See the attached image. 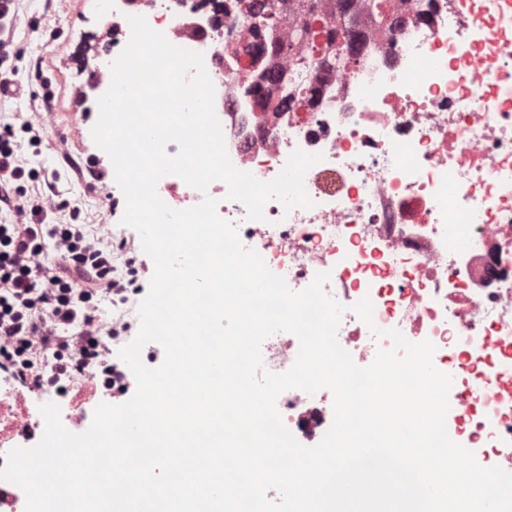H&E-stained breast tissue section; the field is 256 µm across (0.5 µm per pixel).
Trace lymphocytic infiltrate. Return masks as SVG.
I'll use <instances>...</instances> for the list:
<instances>
[{
  "label": "lymphocytic infiltrate",
  "mask_w": 512,
  "mask_h": 512,
  "mask_svg": "<svg viewBox=\"0 0 512 512\" xmlns=\"http://www.w3.org/2000/svg\"><path fill=\"white\" fill-rule=\"evenodd\" d=\"M12 137L0 131V202L17 217L0 224V371L38 386L97 361L111 378L116 367L104 359L95 299L140 294L136 261L128 259L127 277H114V244L87 238L77 224L43 223L44 202L23 199L12 184Z\"/></svg>",
  "instance_id": "1"
}]
</instances>
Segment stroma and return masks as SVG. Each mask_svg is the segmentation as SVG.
<instances>
[{"mask_svg": "<svg viewBox=\"0 0 512 512\" xmlns=\"http://www.w3.org/2000/svg\"><path fill=\"white\" fill-rule=\"evenodd\" d=\"M110 0H15L6 20L8 54L0 70L12 75L16 90L0 95V129L12 128L20 173L18 185L44 197L52 224H79L87 236L109 225L113 239L127 240V255L143 263L140 282L149 286L154 265L138 232L121 225L125 198L113 185L109 156L94 143L91 130L99 108L84 99L89 71L112 56ZM51 115L40 135L27 123Z\"/></svg>", "mask_w": 512, "mask_h": 512, "instance_id": "obj_1", "label": "stroma"}]
</instances>
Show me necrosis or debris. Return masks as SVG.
Masks as SVG:
<instances>
[{
  "label": "necrosis or debris",
  "instance_id": "obj_1",
  "mask_svg": "<svg viewBox=\"0 0 512 512\" xmlns=\"http://www.w3.org/2000/svg\"><path fill=\"white\" fill-rule=\"evenodd\" d=\"M248 2L224 0L218 16L210 0H112V51L139 15L201 53L232 164L268 182L294 150L321 154L303 180L312 205L272 200L263 220L250 221L224 182L203 193L175 175L159 180L158 196L175 210L216 199L242 244L291 290L329 273L324 291L345 307L337 341L358 366L392 345L373 328L431 341L435 366L453 378L449 437L490 449L512 472V0H392L395 27L362 19L357 64H314L303 79L311 93L285 112L268 111L251 90L269 70L294 76L277 56L238 50ZM364 298L370 326L353 310ZM298 351L293 334L271 335L265 370L286 371ZM33 393L25 403L15 381H0V468L4 449L24 446L22 427L43 425L31 407L57 399L51 385ZM277 406L305 446L332 423L326 389L287 390Z\"/></svg>",
  "mask_w": 512,
  "mask_h": 512
}]
</instances>
